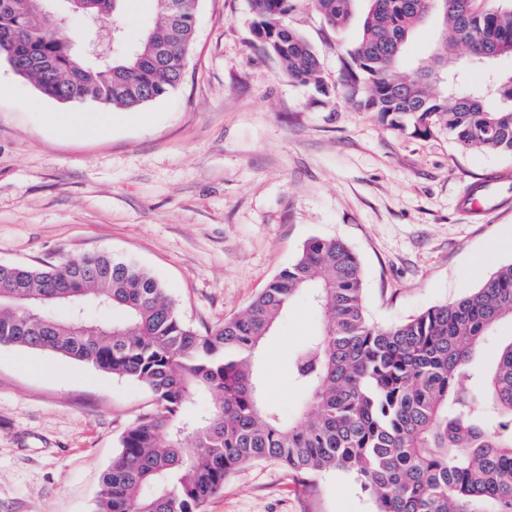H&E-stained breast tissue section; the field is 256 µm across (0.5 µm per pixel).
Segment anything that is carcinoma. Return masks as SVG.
I'll return each instance as SVG.
<instances>
[{"instance_id":"carcinoma-1","label":"carcinoma","mask_w":512,"mask_h":512,"mask_svg":"<svg viewBox=\"0 0 512 512\" xmlns=\"http://www.w3.org/2000/svg\"><path fill=\"white\" fill-rule=\"evenodd\" d=\"M84 19L74 36L65 13L43 14L33 0L0 12V59L60 103L138 109L181 82L194 39L197 0H155L161 19L121 58L87 53L127 0H66ZM288 0H249L260 47L300 84L323 94L320 61L298 30L280 22ZM354 0H311L335 30ZM447 22L446 43L481 66L512 57V0H370L360 41L345 65L347 102L401 128L439 126L464 150L512 153V72L491 73L468 89L434 95L444 66L397 73L406 44L431 5ZM302 290L322 314L319 336L292 358L305 393L299 417L285 421L262 399L256 357ZM93 304L116 314L97 323ZM65 305L59 320L50 308ZM512 322V264L481 287L387 328L366 314L361 265L341 240L313 237L239 316L202 335L179 316L150 272L106 252L49 266L0 264V344L56 353L146 385L154 408L122 436L103 475L97 512H204L242 464L273 460L305 474L353 476L376 512H512V339L489 372L474 355L484 337ZM202 393L209 412L195 409ZM192 447H185L186 440Z\"/></svg>"}]
</instances>
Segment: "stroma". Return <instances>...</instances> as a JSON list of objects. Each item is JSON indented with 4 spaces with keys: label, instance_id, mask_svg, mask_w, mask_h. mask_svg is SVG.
<instances>
[{
    "label": "stroma",
    "instance_id": "35a3bbf8",
    "mask_svg": "<svg viewBox=\"0 0 512 512\" xmlns=\"http://www.w3.org/2000/svg\"><path fill=\"white\" fill-rule=\"evenodd\" d=\"M369 0L342 31L309 0L284 23L320 58L327 94L293 80L254 36L248 0H199L180 85L85 138L49 125L61 103L0 61V263L57 264L89 251L134 261L168 288L199 333L242 314L312 237L360 259L372 322L407 321L512 263V203L471 217V185L512 154L460 149L447 131L400 130L348 103L342 79ZM158 20L154 0L117 18L120 52ZM442 19L409 39L401 70L431 64ZM321 327L299 295L259 357L262 395L283 418L303 393L289 362ZM144 384L49 353L0 346V512H96L125 431L150 411ZM206 512H376L341 471L296 474L269 461L227 476Z\"/></svg>",
    "mask_w": 512,
    "mask_h": 512
}]
</instances>
